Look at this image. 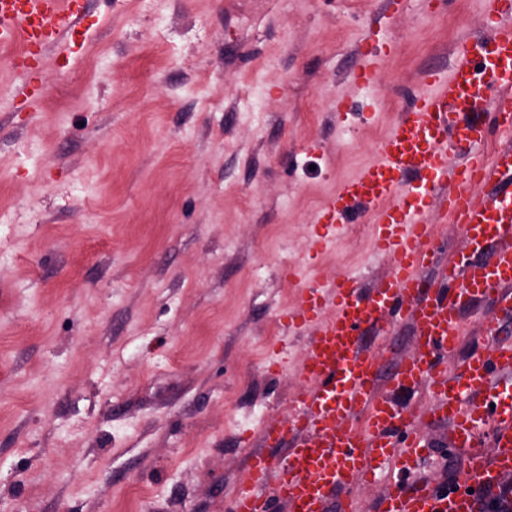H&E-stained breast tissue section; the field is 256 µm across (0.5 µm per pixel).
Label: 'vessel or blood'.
<instances>
[{"instance_id": "vessel-or-blood-1", "label": "vessel or blood", "mask_w": 512, "mask_h": 512, "mask_svg": "<svg viewBox=\"0 0 512 512\" xmlns=\"http://www.w3.org/2000/svg\"><path fill=\"white\" fill-rule=\"evenodd\" d=\"M489 31L470 37L448 74L424 87L377 141L375 162L346 181L314 217L329 230L371 215L390 274L364 289L349 274L304 284L292 327L306 330L298 405L262 429L228 512H356V481L381 464L398 469L377 512H503L493 492L512 474V146L481 152L492 134L512 137V0H494ZM80 22L72 0H0V44L22 43L11 61L17 91L32 82L31 48L53 47ZM466 154L458 166L448 155ZM454 224L464 248L442 261L433 214ZM485 304L484 342L454 370L463 309ZM411 324L415 350L382 376L383 347L368 332ZM426 386L411 412L397 392ZM444 425L442 439L430 438ZM282 456H272V449ZM464 456L448 483L422 469L433 457Z\"/></svg>"}]
</instances>
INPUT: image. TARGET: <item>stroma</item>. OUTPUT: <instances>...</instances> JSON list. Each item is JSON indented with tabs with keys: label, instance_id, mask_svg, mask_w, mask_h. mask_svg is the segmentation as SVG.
<instances>
[{
	"label": "stroma",
	"instance_id": "stroma-1",
	"mask_svg": "<svg viewBox=\"0 0 512 512\" xmlns=\"http://www.w3.org/2000/svg\"><path fill=\"white\" fill-rule=\"evenodd\" d=\"M385 2L76 0L25 101L0 46V512H224L297 398L300 281L390 271L315 213L487 28Z\"/></svg>",
	"mask_w": 512,
	"mask_h": 512
}]
</instances>
